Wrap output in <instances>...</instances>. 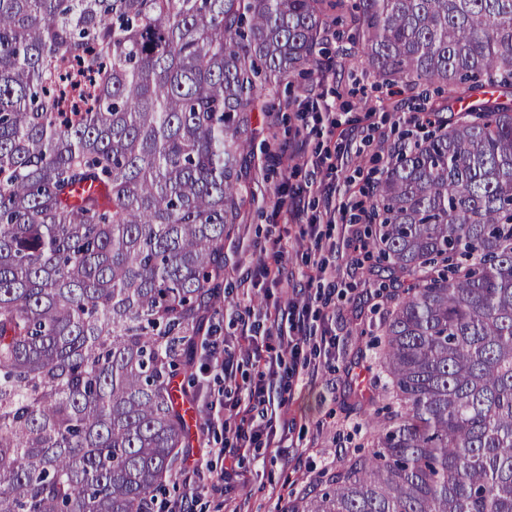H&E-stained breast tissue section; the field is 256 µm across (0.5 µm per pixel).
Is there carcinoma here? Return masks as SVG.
I'll use <instances>...</instances> for the list:
<instances>
[{"label":"carcinoma","instance_id":"cac0c4a2","mask_svg":"<svg viewBox=\"0 0 512 512\" xmlns=\"http://www.w3.org/2000/svg\"><path fill=\"white\" fill-rule=\"evenodd\" d=\"M347 56L453 119L386 164L371 451L290 512H512V0H0V512H143L272 87Z\"/></svg>","mask_w":512,"mask_h":512}]
</instances>
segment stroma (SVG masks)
<instances>
[{
  "label": "stroma",
  "instance_id": "obj_1",
  "mask_svg": "<svg viewBox=\"0 0 512 512\" xmlns=\"http://www.w3.org/2000/svg\"><path fill=\"white\" fill-rule=\"evenodd\" d=\"M348 46V40L325 36L323 58L331 64L326 77L319 80L304 73L274 87L269 102L276 138L268 140L262 131L254 141V199L246 208L243 223L224 244L225 274L251 266L257 258L253 242L277 237L282 231V221L273 216L284 181L277 155L296 130L307 136L306 152L319 153L334 145L328 134V115H335L337 124L343 125L358 121L373 107L377 122L387 128L396 113L416 112L424 102L436 100L430 87L392 94L390 86L374 78L361 60L344 56ZM385 312L377 298L362 291L339 303L336 356L330 368L311 370L289 401L288 415L295 418L297 426L286 452L276 458L264 454L246 457L239 478L226 485L223 497H214L207 487H200L195 512H214L224 498L236 501L241 512H288L292 501L326 479V464L334 455L346 460L357 453L365 443L362 427L375 410L354 409L349 370L358 363H372Z\"/></svg>",
  "mask_w": 512,
  "mask_h": 512
}]
</instances>
